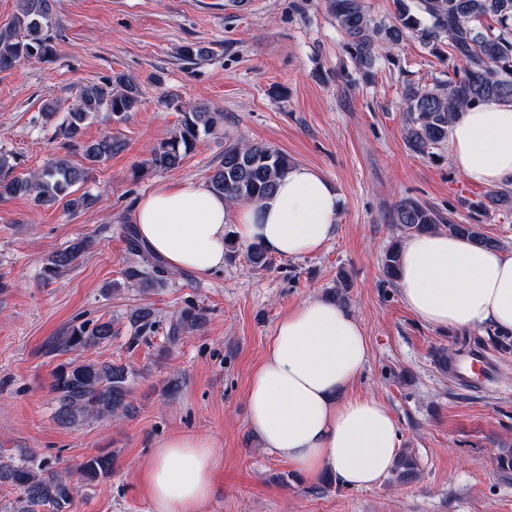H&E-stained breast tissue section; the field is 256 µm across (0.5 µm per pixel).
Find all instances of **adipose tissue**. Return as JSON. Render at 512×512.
Instances as JSON below:
<instances>
[{"instance_id": "ef3b65f1", "label": "adipose tissue", "mask_w": 512, "mask_h": 512, "mask_svg": "<svg viewBox=\"0 0 512 512\" xmlns=\"http://www.w3.org/2000/svg\"><path fill=\"white\" fill-rule=\"evenodd\" d=\"M454 167L469 181L512 187V102L462 111L449 130ZM336 189L292 166L273 194L231 206L206 183L156 189L137 206L140 238L175 270L205 277L227 260L226 237L292 259L321 251L336 231ZM407 307L451 332H512V257L444 232L410 236L397 279ZM369 359L363 324L336 302L303 300L277 323L246 394L248 424L263 446L308 480L351 488L378 482L399 454L396 421L376 397L353 393ZM220 458L206 436L162 442L145 470L152 512H207Z\"/></svg>"}]
</instances>
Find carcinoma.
Instances as JSON below:
<instances>
[{
  "instance_id": "cac0c4a2",
  "label": "carcinoma",
  "mask_w": 512,
  "mask_h": 512,
  "mask_svg": "<svg viewBox=\"0 0 512 512\" xmlns=\"http://www.w3.org/2000/svg\"><path fill=\"white\" fill-rule=\"evenodd\" d=\"M397 0L396 21L377 23L371 18L365 0H328L336 27L351 41L355 59L361 66L371 65L381 51L398 45L404 36L413 35L434 55L450 48L457 59L455 79L418 90L407 88L404 94L409 122L405 129L407 147L415 154L434 158V149L448 140L449 127L459 111L495 98L512 102V0ZM492 18L496 27L484 26ZM51 0H20L18 13L0 27V72L9 71L22 62H42L55 54L50 29ZM140 103L139 87L123 74L103 84H84L76 94V103L65 113L55 129L56 137L69 147L82 151L85 166L77 167L64 159H52L42 168L25 175L14 174V156L0 152V200L19 194L34 197L40 205L65 201L72 211L89 204V196L78 193L96 165L112 157L122 143L110 136L95 142L81 140L84 126L105 113L117 121L135 111ZM224 114L203 107L184 111L174 135L152 147L145 169L174 170L182 164L201 134L216 132ZM292 167L288 155L265 143H237L224 148V160L208 177L209 188L231 201L251 202L270 195L277 180ZM502 207H512V197L499 191L487 193L476 207L479 215ZM400 235L384 254L383 269L394 281L400 268L403 238L430 231L446 230L492 250L501 248L499 240L483 232L479 224L448 221L443 225L428 205L406 197L398 201L392 215ZM127 250L134 262L125 277L146 291L169 286L173 269L138 237L135 225H122ZM90 246L87 238L79 239L54 252L43 267L46 280L70 270ZM246 259L254 268L273 263L259 245L246 246ZM154 312L148 308L134 311L131 324L137 334L155 325ZM112 338V322L88 327L72 324L58 337L54 348L69 351L105 343ZM128 372L122 366L74 361L60 365L54 374L51 390L57 401V417L63 424L74 425L87 420L112 417L127 408ZM77 470L86 480L112 471V457L93 455L78 463ZM394 470L409 479L415 474V461L406 451L399 454ZM0 481H7L21 493L19 503L24 512H40L50 506L54 512L71 504L70 481L47 471V464L30 454L16 464H0Z\"/></svg>"
}]
</instances>
